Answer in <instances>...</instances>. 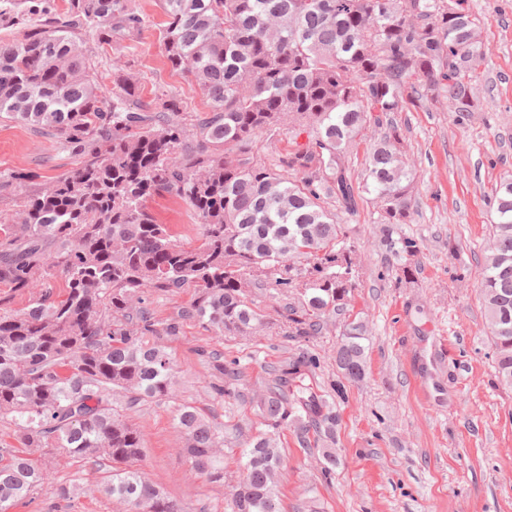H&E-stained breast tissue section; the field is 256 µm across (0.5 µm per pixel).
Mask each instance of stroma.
<instances>
[{
  "instance_id": "35a3bbf8",
  "label": "stroma",
  "mask_w": 512,
  "mask_h": 512,
  "mask_svg": "<svg viewBox=\"0 0 512 512\" xmlns=\"http://www.w3.org/2000/svg\"><path fill=\"white\" fill-rule=\"evenodd\" d=\"M468 5L483 37L478 112L460 120L443 102L395 115L414 177L410 220L395 235L415 240L417 253L398 255L381 244L374 202L339 218L359 274L348 310L369 321L364 378L336 391L340 321L331 319L308 341L288 340L278 327L284 301L265 290L256 300L270 323L252 335L216 338L188 319L178 335L160 337L177 366L176 397L140 404L128 417L143 433L140 469L184 512H232L241 452L258 426L255 401L274 368L304 353L318 360L306 369L305 385L336 403L339 463L324 475L320 451L300 447L294 427H282L281 512H512V386L498 374L480 288L498 221L489 200L500 178L512 176V0ZM139 6L148 27L137 41L99 48L100 70L121 58L146 91L176 90L188 111H204L202 93L164 64L156 0ZM77 162L56 139L0 123V173L24 168L43 181ZM151 208L184 244H195L198 226L180 200L159 197ZM216 355L239 364L236 396L214 391L224 381L213 367ZM183 402L224 436L221 482L192 470L181 454L186 440L176 409ZM43 464L56 482L80 485L83 494L64 500L45 493L14 512H126L100 492L95 466Z\"/></svg>"
}]
</instances>
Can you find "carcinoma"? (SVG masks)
<instances>
[{"instance_id":"carcinoma-1","label":"carcinoma","mask_w":512,"mask_h":512,"mask_svg":"<svg viewBox=\"0 0 512 512\" xmlns=\"http://www.w3.org/2000/svg\"><path fill=\"white\" fill-rule=\"evenodd\" d=\"M0 0V120L57 138L80 158L66 174L0 212V284L29 294L25 308L0 297V420L21 447L0 452V512L48 490L61 499L35 454L59 465L108 464L103 491L131 512H181L137 468L142 432L114 406L173 397L170 354L144 294L194 287L187 316L213 336L244 335L266 315L252 289L291 298L282 334L302 342L343 314L357 288L352 247L338 212L357 213L374 194L383 241L410 218L413 176L401 128L390 117L448 99L459 119L478 111L472 79L482 38L467 0H159L166 65L207 100L195 118L182 100L141 83L116 61L99 72L97 43L139 38L137 0ZM288 134L268 158L262 134ZM365 146L366 176H351L350 149ZM16 168L0 188L25 186ZM169 194L199 226L187 246L160 224L149 203ZM499 222L481 275L499 377L512 385V179L495 188ZM56 273L64 293L47 287ZM368 322L346 319L336 367L365 373ZM302 354L256 402L265 430L247 442L233 512H280L275 430L293 424L304 448L334 438L336 404L303 384ZM235 365L219 362L217 395H236ZM191 468L219 482L224 442L196 407L177 408Z\"/></svg>"}]
</instances>
